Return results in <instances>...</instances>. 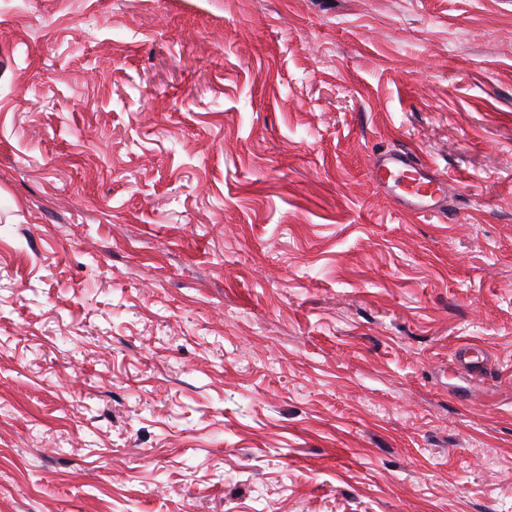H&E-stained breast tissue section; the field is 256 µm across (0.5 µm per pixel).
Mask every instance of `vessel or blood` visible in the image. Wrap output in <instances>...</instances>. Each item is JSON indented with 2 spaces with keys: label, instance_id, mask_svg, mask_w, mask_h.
<instances>
[{
  "label": "vessel or blood",
  "instance_id": "obj_1",
  "mask_svg": "<svg viewBox=\"0 0 512 512\" xmlns=\"http://www.w3.org/2000/svg\"><path fill=\"white\" fill-rule=\"evenodd\" d=\"M372 173L383 194L410 214L441 211L448 195L447 181L408 149L377 156Z\"/></svg>",
  "mask_w": 512,
  "mask_h": 512
}]
</instances>
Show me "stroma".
Segmentation results:
<instances>
[{
	"label": "stroma",
	"instance_id": "1",
	"mask_svg": "<svg viewBox=\"0 0 512 512\" xmlns=\"http://www.w3.org/2000/svg\"><path fill=\"white\" fill-rule=\"evenodd\" d=\"M0 512H512V0H0ZM372 173L378 188L403 211L424 215L441 212L448 195V183L409 149L377 156Z\"/></svg>",
	"mask_w": 512,
	"mask_h": 512
}]
</instances>
